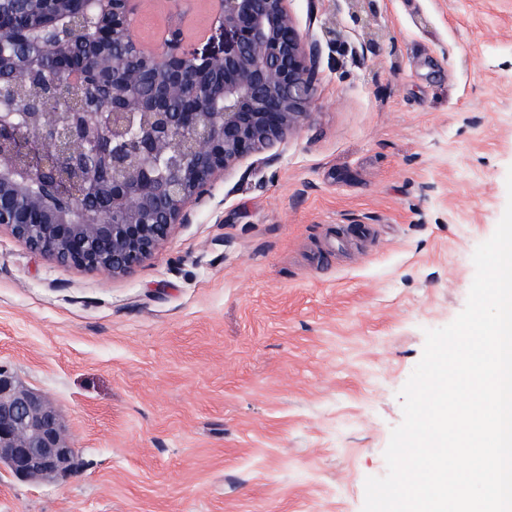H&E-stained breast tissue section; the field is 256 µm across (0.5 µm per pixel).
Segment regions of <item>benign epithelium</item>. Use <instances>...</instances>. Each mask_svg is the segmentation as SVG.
<instances>
[{"label":"benign epithelium","instance_id":"obj_1","mask_svg":"<svg viewBox=\"0 0 512 512\" xmlns=\"http://www.w3.org/2000/svg\"><path fill=\"white\" fill-rule=\"evenodd\" d=\"M0 8V72L30 79L79 75L65 59L79 43L84 69L106 91L107 112H22L0 120V228L57 264L120 277L152 257L191 205L241 160L283 141L310 115L322 49L299 30L286 0H215L224 51L190 50L167 28L157 49L133 36L141 0H95L101 24L76 27L46 66L4 27L9 16L77 18L83 0H7ZM42 181L60 199L29 189ZM75 453L61 413L0 366V459L47 480Z\"/></svg>","mask_w":512,"mask_h":512}]
</instances>
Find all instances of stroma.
Here are the masks:
<instances>
[{
	"label": "stroma",
	"instance_id": "35a3bbf8",
	"mask_svg": "<svg viewBox=\"0 0 512 512\" xmlns=\"http://www.w3.org/2000/svg\"><path fill=\"white\" fill-rule=\"evenodd\" d=\"M322 48L311 115L239 162L141 267L0 229V366L77 454L0 469V512H362L425 332L463 310L507 203L512 0H288ZM143 0L136 40L216 31ZM375 235L359 238V225Z\"/></svg>",
	"mask_w": 512,
	"mask_h": 512
}]
</instances>
